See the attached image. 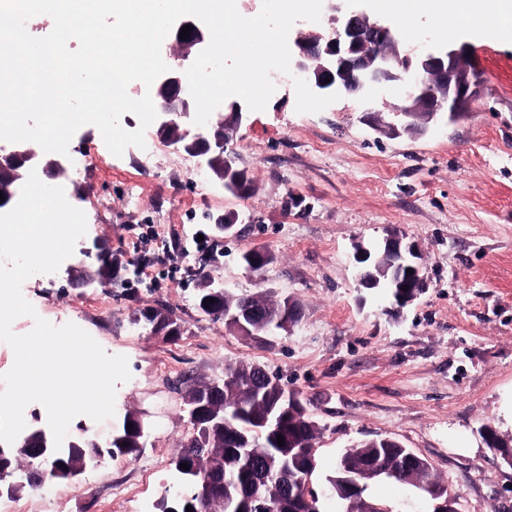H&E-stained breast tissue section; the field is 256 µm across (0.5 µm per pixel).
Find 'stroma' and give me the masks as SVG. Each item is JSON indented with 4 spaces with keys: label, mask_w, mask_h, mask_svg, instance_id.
<instances>
[{
    "label": "stroma",
    "mask_w": 512,
    "mask_h": 512,
    "mask_svg": "<svg viewBox=\"0 0 512 512\" xmlns=\"http://www.w3.org/2000/svg\"><path fill=\"white\" fill-rule=\"evenodd\" d=\"M493 24L488 15L458 22L427 12L406 23L409 49L430 38L468 42L480 81L464 117L423 136L389 138L363 123L371 107L392 117L391 98L371 105L344 96L299 113L293 87L274 92L237 133L236 163L255 185L246 199L213 180L200 188L192 161L156 126L145 132L154 152L144 165L138 148L114 156L95 126H82L68 151L87 166L64 185L88 218L77 245L106 244L130 285L73 288L62 269L33 275L22 292L37 315L12 329L27 333L38 317L71 322L127 357L131 378L117 386L114 417L78 416L68 440L109 437L135 410L150 429L136 460H108L74 482L0 503L39 512L49 496L55 512H159L174 483L168 463L188 434L171 382L218 378L225 363L257 360L307 400L319 424L315 490L346 448L392 437L459 489L461 512H512V467L482 438L490 427L512 441V41L487 40ZM228 212L238 216L233 232H214L207 214ZM393 233L419 245L427 278L425 293L401 309L361 286L353 260L356 244ZM253 247L273 257L259 275L240 261ZM211 252V276L239 295L271 288L296 299L299 323L260 344L200 315L188 271ZM161 303L181 321L179 340L131 323Z\"/></svg>",
    "instance_id": "35a3bbf8"
}]
</instances>
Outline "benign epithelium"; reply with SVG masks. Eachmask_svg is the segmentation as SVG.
<instances>
[{
    "mask_svg": "<svg viewBox=\"0 0 512 512\" xmlns=\"http://www.w3.org/2000/svg\"><path fill=\"white\" fill-rule=\"evenodd\" d=\"M327 2L326 29H299L291 36V70L306 80L311 90L320 95H366L379 93L398 96L404 106L397 108L402 127L386 123L376 110L364 115L366 124L377 134L395 136L399 129L429 130V124L460 117L474 96L470 82L473 69L468 44L446 45L429 39L418 51L400 47L402 31L386 15L368 8L367 0H325ZM192 26L186 38H179L183 26ZM172 43L161 48L169 71L160 76L151 88L157 110L155 124L158 133L167 136L166 143L178 152L192 158L198 170L208 173L220 171L222 185H237L242 169L230 164L235 135L250 120L251 111L236 98L224 101L204 126L194 123L195 104L186 93L188 81L185 70L208 45L209 32L195 17L180 18L171 31ZM12 161L21 166L19 179L31 170L39 178L55 184L69 178L70 159L63 155L37 151L27 144H17L0 154V162ZM254 309L225 314V319L239 329L252 331ZM224 413L222 389L211 384L196 395V406L190 419L197 422L218 418ZM68 447L54 450L53 439L40 429H34L13 444H0V454L9 453L16 460L15 469L23 473L17 480L14 473L0 475V495L15 494L21 487L32 488L46 483V465L55 470L67 456ZM195 496L203 512H226L228 502L218 493L210 480L197 484Z\"/></svg>",
    "mask_w": 512,
    "mask_h": 512,
    "instance_id": "obj_1",
    "label": "benign epithelium"
}]
</instances>
